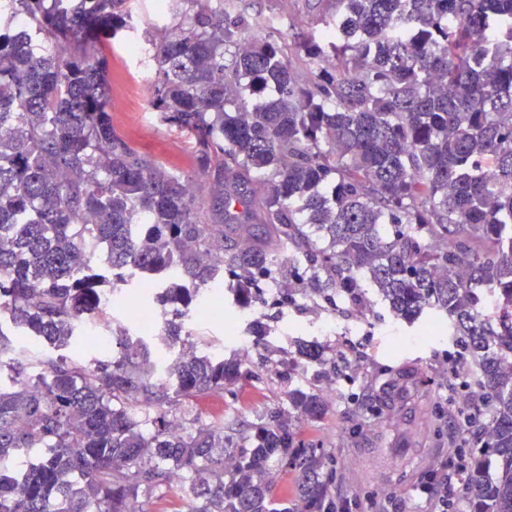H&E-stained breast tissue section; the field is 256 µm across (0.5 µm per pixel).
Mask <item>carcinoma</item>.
<instances>
[{
	"label": "carcinoma",
	"mask_w": 512,
	"mask_h": 512,
	"mask_svg": "<svg viewBox=\"0 0 512 512\" xmlns=\"http://www.w3.org/2000/svg\"><path fill=\"white\" fill-rule=\"evenodd\" d=\"M9 2L30 26L0 17V512H144L175 473L188 512H325L329 456L293 430L322 391L288 392L246 436L169 433L180 400L242 377L176 356L226 276L244 311L278 278L284 303L309 288L361 310L371 288L410 325L447 316L491 410L462 495L512 512V0H320L322 36L262 39L228 0H183L147 63L154 110L194 141L184 176L112 126L101 49L134 36L130 0ZM132 284L154 289L159 329L115 322L118 355L73 362Z\"/></svg>",
	"instance_id": "carcinoma-1"
}]
</instances>
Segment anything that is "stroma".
Segmentation results:
<instances>
[{
	"label": "stroma",
	"mask_w": 512,
	"mask_h": 512,
	"mask_svg": "<svg viewBox=\"0 0 512 512\" xmlns=\"http://www.w3.org/2000/svg\"><path fill=\"white\" fill-rule=\"evenodd\" d=\"M238 4L257 18L252 33L259 39L267 34L268 19L278 21L279 31L288 35L302 30L318 35L324 28L311 0H238ZM102 51L110 64L116 131L168 170L190 173L194 155L190 138L162 124L150 104V90L129 81L135 65L121 43H106ZM281 290L280 281H267L266 304L254 314L233 308L224 289L206 299L188 320L199 353L220 349L225 358H240L243 375L224 393L181 401L175 415L184 425L201 426L218 419L233 427L257 422L286 405L289 391L328 387L324 417L298 423L297 433L325 449L333 461L334 481L344 482L359 496L358 512H377L386 498L406 496L428 467L446 458L449 438L473 441V430L459 429L454 409L443 401L451 371L444 356L458 350L457 337H426L422 323L396 319L380 303L367 311L364 324L355 326L344 303L331 308L297 292L284 305ZM257 318L265 326L259 341L250 331ZM331 322L353 326L350 338L328 332ZM300 339L318 343L325 362L334 367L332 373L323 376L317 367L292 364L287 352ZM408 360L413 361L421 386L402 401L392 402L386 383ZM374 448L386 452L396 468L397 483L360 475L361 459Z\"/></svg>",
	"instance_id": "1"
}]
</instances>
